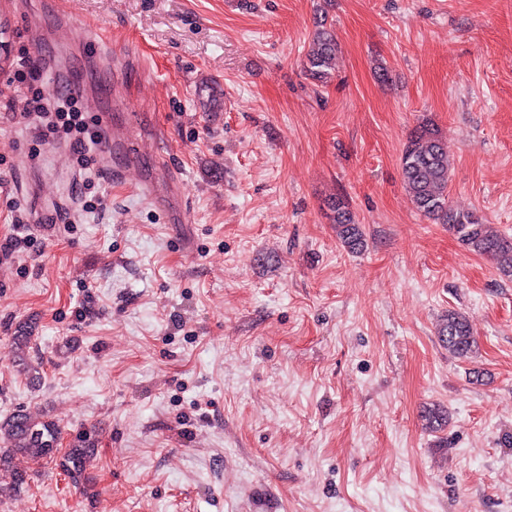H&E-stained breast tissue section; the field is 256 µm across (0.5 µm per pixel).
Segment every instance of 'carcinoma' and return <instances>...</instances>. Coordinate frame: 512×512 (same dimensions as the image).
Segmentation results:
<instances>
[{
    "instance_id": "cac0c4a2",
    "label": "carcinoma",
    "mask_w": 512,
    "mask_h": 512,
    "mask_svg": "<svg viewBox=\"0 0 512 512\" xmlns=\"http://www.w3.org/2000/svg\"><path fill=\"white\" fill-rule=\"evenodd\" d=\"M338 51L334 24L328 13L320 11L310 50L306 56V73L323 86L333 77L334 61ZM404 185L418 211L424 216L452 229L469 250L492 259L501 274L512 277V237L506 236L483 222L473 212H458L448 201V153L439 130L430 122L420 123L408 136L400 158ZM328 218L336 226V235L342 246L351 252L363 250L364 233L343 195H334L326 202ZM36 326L32 321H20L13 330L17 350L16 366L30 384L41 380L39 366L27 355ZM438 338L448 352L460 359L470 357L477 345L472 326L465 315L450 310L444 315ZM426 428H443L448 415L439 407L429 408L422 415ZM60 425L44 420L25 409H16L0 421V469H10L14 477V491L27 484V471L15 466L20 459L39 461L48 459L76 485L93 481L91 460L97 442L95 431L85 430L63 450L59 448Z\"/></svg>"
}]
</instances>
